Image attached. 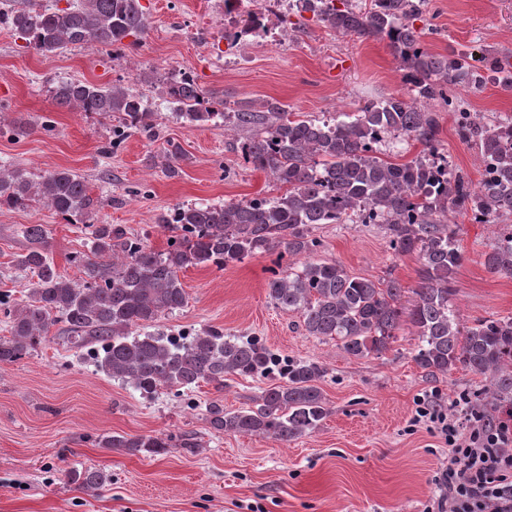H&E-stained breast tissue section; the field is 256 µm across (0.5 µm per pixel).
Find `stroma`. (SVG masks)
<instances>
[{"mask_svg": "<svg viewBox=\"0 0 512 512\" xmlns=\"http://www.w3.org/2000/svg\"><path fill=\"white\" fill-rule=\"evenodd\" d=\"M140 2L146 31L114 47L88 43L44 55L0 26V166L31 177L72 170L102 201L89 219L40 204L0 212V292L16 300H25L29 289V274L15 265L27 246L25 225L44 226L57 271L80 283L84 274L69 258L89 252V224L120 226L161 252L171 236L157 222L164 211L279 194L269 175L230 148L235 131L219 124L185 126L143 73L168 80L190 75L205 102L222 112L274 99L288 111L323 118L408 92L388 41L336 32L312 13L289 14L281 46L244 43L228 62L224 0ZM418 25L433 52L512 54V0H429ZM70 80L142 94L156 114V137L134 133L109 150L117 118L55 104L53 87ZM461 97L479 122L512 114V93L498 83ZM431 108L440 116L449 165L480 181L478 145L460 142L446 106L435 102ZM20 115L30 123L24 134L13 127ZM170 140L183 149L173 177L162 166ZM448 221L458 227L462 253L452 298L460 319L469 324L512 317V277L484 266L485 252L504 225H512V215L479 224L454 211ZM314 235L322 242L320 257L336 260L350 274L417 288V255L395 254L382 225L321 224ZM275 259L269 253L221 270L180 271L188 302L160 325L174 332L216 327L228 337L259 338L280 357L323 364L321 387L331 413L318 429L288 442L215 432L207 405L246 408L267 387L266 379L231 376L220 389L202 384L184 397L164 388L145 398L95 371L52 336L24 359L0 364V512H248L256 504L264 512H424L448 451L426 430H410L415 400L433 391L448 403L464 391L474 396L485 378L463 368L427 375L412 359L418 337L408 325L388 351L364 358L348 356L336 341L309 336L298 313L268 297ZM112 433H186L197 447L160 455L100 447L98 437ZM81 466L110 472L111 485L91 495L67 484L66 471Z\"/></svg>", "mask_w": 512, "mask_h": 512, "instance_id": "35a3bbf8", "label": "stroma"}]
</instances>
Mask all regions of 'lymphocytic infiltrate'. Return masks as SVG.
Here are the masks:
<instances>
[{
	"label": "lymphocytic infiltrate",
	"mask_w": 512,
	"mask_h": 512,
	"mask_svg": "<svg viewBox=\"0 0 512 512\" xmlns=\"http://www.w3.org/2000/svg\"><path fill=\"white\" fill-rule=\"evenodd\" d=\"M411 427L426 426L448 448L435 477L437 512H512V423H485L473 407L417 397Z\"/></svg>",
	"instance_id": "f902f5d3"
}]
</instances>
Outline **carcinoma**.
<instances>
[{"instance_id": "cac0c4a2", "label": "carcinoma", "mask_w": 512, "mask_h": 512, "mask_svg": "<svg viewBox=\"0 0 512 512\" xmlns=\"http://www.w3.org/2000/svg\"><path fill=\"white\" fill-rule=\"evenodd\" d=\"M297 11L313 12L333 30L363 39H386L407 72L409 96L387 97L367 104L346 120L293 114L277 101L219 112L205 104L193 80L185 76L159 84L176 115L191 126L221 119L243 133L236 149L245 162L271 172L282 192L224 204L176 206L158 223L172 229L173 243L164 252L145 240L129 237L110 224L92 230L91 254L73 261L85 274L74 283L56 271L40 224L22 229L25 252L16 265L30 273L26 302L0 293V310L10 336L0 339V363H14L36 351L51 327L65 324V344L79 350L95 370L152 397L162 388L185 392L201 384L224 388V377L272 378L255 404L226 412L213 403L207 420L217 433L232 432L289 441L317 429L329 414L320 387L326 369L314 361L284 360L258 339H227L218 328L181 338L160 331L133 330L158 322L187 304L178 272L189 267H216L278 252L307 256L299 267L273 271L271 301L299 313L310 336L334 339L353 357L380 355L390 348L395 331L408 324L419 344L413 360L429 375L449 374L461 366L488 379L482 395L499 409L512 411V317L498 316L461 323L453 310L455 274L461 264L457 225L448 212L465 211L480 224L512 214V115L490 124L476 121L461 107L456 87L480 89L491 75L512 87V77L498 74V60L466 52L434 53L422 45L414 26L427 0H297ZM7 26L34 50L60 51L93 41L115 46L145 32L147 17L140 0H71L66 8L38 11L0 8ZM52 98L61 107L120 115L110 149L118 148L129 129L156 137L154 113L139 94L125 87L63 81ZM440 100L452 113L456 135L476 143L483 156L478 185L448 167L441 152L440 124L426 104ZM401 137L423 146L402 162L385 157L388 138ZM181 146L167 141L165 172L178 173L174 161ZM43 202L61 214L90 215L94 201L86 181L63 169L34 180L24 173L0 170V209ZM369 211L384 226L398 255L417 254L420 283L402 303L405 289L394 279L382 284L355 277L332 259H317L322 247L312 231L318 224H346ZM484 266L512 277V228L484 253ZM189 438L152 435H105L104 448L127 453L161 454ZM68 482L98 492L110 475L74 467Z\"/></svg>"}]
</instances>
